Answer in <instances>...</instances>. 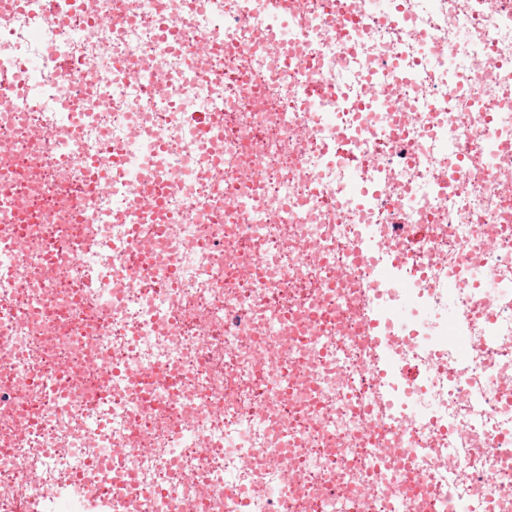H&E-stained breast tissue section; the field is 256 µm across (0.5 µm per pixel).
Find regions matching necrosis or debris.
<instances>
[{"label":"necrosis or debris","mask_w":512,"mask_h":512,"mask_svg":"<svg viewBox=\"0 0 512 512\" xmlns=\"http://www.w3.org/2000/svg\"><path fill=\"white\" fill-rule=\"evenodd\" d=\"M0 71V512H512V9L0 0ZM40 491L36 487V479L33 474L27 476L25 488L18 495L16 501L17 512H41V501L37 499ZM72 493L84 502L92 512H111L112 500L103 498L95 483L78 484L71 487Z\"/></svg>","instance_id":"obj_1"}]
</instances>
